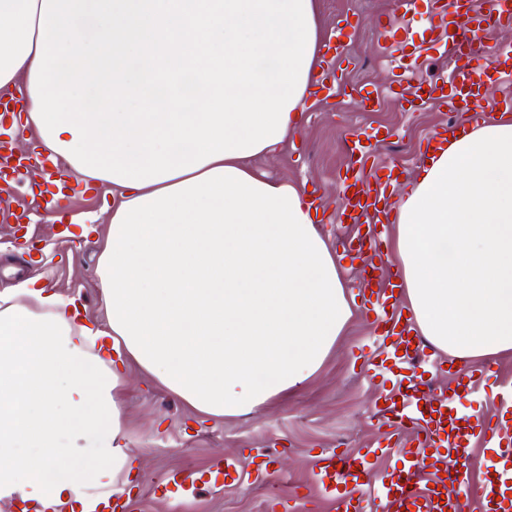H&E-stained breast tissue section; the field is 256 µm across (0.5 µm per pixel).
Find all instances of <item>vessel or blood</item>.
Returning <instances> with one entry per match:
<instances>
[{"instance_id": "vessel-or-blood-1", "label": "vessel or blood", "mask_w": 512, "mask_h": 512, "mask_svg": "<svg viewBox=\"0 0 512 512\" xmlns=\"http://www.w3.org/2000/svg\"><path fill=\"white\" fill-rule=\"evenodd\" d=\"M430 4L434 37L427 44H405L384 16L378 20V29L399 70L395 100L405 104L413 98L420 105L435 104L454 115L428 137L432 145L460 130L468 113L483 100H491L499 114H512V92L501 90L505 82L512 81V70L475 57L477 32L512 26V0H493L491 8L484 10L477 9L474 0H430ZM334 37L331 57L317 76L323 97L345 87L336 66L345 56L343 30H336ZM439 48L451 50L455 58L450 75L417 81L418 69ZM380 135L377 129L357 132L348 141L353 164L340 178L344 190L341 216L354 224L370 225L371 230L345 237L343 243L366 276L359 290L363 307L376 314L375 348L363 367L391 384L381 395L383 405L376 415L391 429L411 430L415 436L410 440L392 438L379 448H365L354 455L334 450L320 454L314 488L337 502L341 512H367L375 496L382 499L385 512H464L471 488L468 454L475 443L482 442L496 449L497 455L482 485L481 503L487 512H501L503 506H512V403L502 406L494 417L460 415L461 400L472 386L491 375V368L470 372L451 393L443 395L428 389L427 378L417 371L427 363L440 369L445 362L433 358L420 336L414 335L396 294L400 283L386 276L383 243L392 222L389 189L393 175L386 172L373 179L366 173ZM380 453L393 457L394 463L377 472L373 459ZM272 457L271 449H255L253 469L246 475L237 458L224 456L213 462L208 478H201L195 470L178 469L166 474L165 486L173 492H188L203 485L220 490L246 478L262 480L269 473Z\"/></svg>"}]
</instances>
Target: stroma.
I'll use <instances>...</instances> for the list:
<instances>
[{"mask_svg":"<svg viewBox=\"0 0 512 512\" xmlns=\"http://www.w3.org/2000/svg\"><path fill=\"white\" fill-rule=\"evenodd\" d=\"M393 8V0H319L326 31H334L344 17L353 22L347 57L341 65L343 95L337 102L313 97L306 105L300 133L254 162L266 177L318 190L324 208L317 229L338 252L343 282L353 292L362 276L341 240L355 227L341 223L339 213L338 177L350 163L347 139L356 131L394 130V137L378 145L376 162L398 166L407 181L417 170L421 140L450 118L432 106L416 112L392 103L375 112L363 108V91L380 93L396 80L377 33L378 17ZM30 198L27 184H19L9 196L11 212L0 210V292L16 284L6 276L5 267L21 262L33 268L47 287L79 297L86 315H102L101 241L62 234L57 225L42 220H18L16 209ZM352 310L335 349L303 389L236 418H206L137 366L128 367L123 419L135 470L132 478L118 476L115 490L127 493L130 512H267L268 503L277 499L287 503L288 512H336L334 505L309 486L317 453L373 448L388 431L374 411L384 386L359 368L364 347L372 343L371 319L360 305H353ZM496 361L492 387H473L460 404L464 414L495 416L502 396L512 392V352L497 356ZM255 448L282 451L274 473L264 483L230 484L222 491H204L187 500L167 492L163 485L167 471L193 468L202 472L213 457L224 453L238 455L244 470H251Z\"/></svg>","mask_w":512,"mask_h":512,"instance_id":"35a3bbf8","label":"stroma"}]
</instances>
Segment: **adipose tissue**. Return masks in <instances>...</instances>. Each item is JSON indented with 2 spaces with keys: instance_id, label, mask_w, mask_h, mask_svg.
<instances>
[{
  "instance_id": "adipose-tissue-1",
  "label": "adipose tissue",
  "mask_w": 512,
  "mask_h": 512,
  "mask_svg": "<svg viewBox=\"0 0 512 512\" xmlns=\"http://www.w3.org/2000/svg\"><path fill=\"white\" fill-rule=\"evenodd\" d=\"M325 40L317 0H0V93L112 195L105 323L34 278L0 292V503L111 494L129 364L214 419L320 370L353 314L338 257L251 162L300 132ZM394 221L422 336L462 364L512 351V118L433 151Z\"/></svg>"
}]
</instances>
